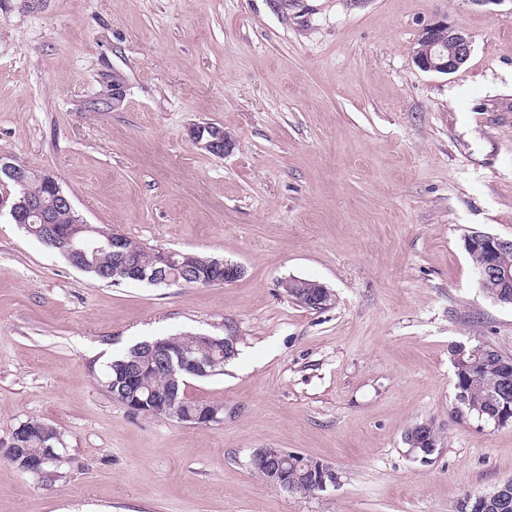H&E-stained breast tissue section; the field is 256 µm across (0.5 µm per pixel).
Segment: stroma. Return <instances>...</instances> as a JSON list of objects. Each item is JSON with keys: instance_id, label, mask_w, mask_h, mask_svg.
Returning a JSON list of instances; mask_svg holds the SVG:
<instances>
[{"instance_id": "35a3bbf8", "label": "stroma", "mask_w": 512, "mask_h": 512, "mask_svg": "<svg viewBox=\"0 0 512 512\" xmlns=\"http://www.w3.org/2000/svg\"><path fill=\"white\" fill-rule=\"evenodd\" d=\"M472 41L451 74L429 19ZM123 96L113 99V86ZM235 140L217 158L195 123ZM54 174L92 224L240 264L215 286L103 282L0 216V439L64 432L58 481L0 458V512H456L512 478V425L458 422L451 350L512 356V308L463 238H512V0H0V156ZM326 284L325 309L288 296ZM234 335L190 398L222 423L135 415L106 364L155 336ZM433 422L414 459L404 434ZM332 465L291 493L252 449ZM443 32L448 36V41L440 49L448 54V43L452 45V50L446 57L438 48V37ZM417 42L420 48L414 50V61L420 69L427 72L454 73L469 59L472 51V42L465 31L440 18L433 19L423 27ZM190 144L217 157H224L235 147V138L213 124H193L188 129Z\"/></svg>"}]
</instances>
